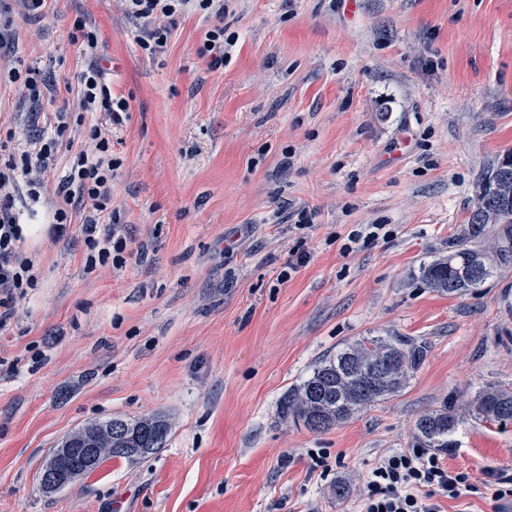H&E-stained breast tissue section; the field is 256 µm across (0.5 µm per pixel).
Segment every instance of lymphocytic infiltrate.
<instances>
[{
  "label": "lymphocytic infiltrate",
  "mask_w": 512,
  "mask_h": 512,
  "mask_svg": "<svg viewBox=\"0 0 512 512\" xmlns=\"http://www.w3.org/2000/svg\"><path fill=\"white\" fill-rule=\"evenodd\" d=\"M128 16L142 22L145 30L139 45L147 54L162 49L169 25L193 9L216 17L206 34L204 50L212 66L224 62V0H123ZM51 0H9L0 5V46L16 37L18 20L37 21L50 10ZM71 41L89 62L76 76L78 106L59 112L49 128L18 136L7 130L0 136V330L5 329L18 301L39 286L35 264L23 249L28 227L14 207L13 191L25 183L32 204L49 197L52 220L49 234L60 240L71 227H79L87 247L86 270L110 263H123L127 243L117 236V218L112 211V179L121 166L112 153V129L129 114L125 98L114 96L103 67L96 58L98 32L85 18H76ZM9 83L18 85L33 106L54 94L38 64H18L7 72ZM83 135L88 148L75 150V135ZM74 151L64 175L54 173L57 155ZM494 501L512 502V476L497 470L485 472L482 485ZM469 473L452 471L439 454L411 448L382 457L368 475L360 512H441L439 498L456 499L475 491Z\"/></svg>",
  "instance_id": "1"
}]
</instances>
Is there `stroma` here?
Listing matches in <instances>:
<instances>
[{
	"label": "stroma",
	"mask_w": 512,
	"mask_h": 512,
	"mask_svg": "<svg viewBox=\"0 0 512 512\" xmlns=\"http://www.w3.org/2000/svg\"><path fill=\"white\" fill-rule=\"evenodd\" d=\"M51 7L0 47V68L36 61L58 84L46 124L86 65L72 24L95 23L130 104L112 131L127 248L89 274L80 234L27 239L39 286L0 336V512H357L370 470L445 404L460 417L445 465L512 475V421L469 404L512 388V273L465 297L418 278L512 154V0H228L235 44L218 68L203 13L148 55L121 0ZM292 250L309 259L291 272ZM373 336L427 343L402 392L322 432L281 419L288 388ZM151 415L170 423L151 458L42 486L82 426Z\"/></svg>",
	"instance_id": "1"
}]
</instances>
